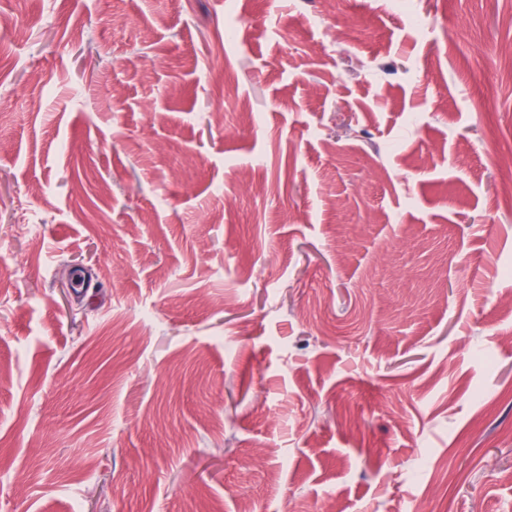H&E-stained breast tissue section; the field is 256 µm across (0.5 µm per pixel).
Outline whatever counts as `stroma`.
Returning <instances> with one entry per match:
<instances>
[{"mask_svg":"<svg viewBox=\"0 0 512 512\" xmlns=\"http://www.w3.org/2000/svg\"><path fill=\"white\" fill-rule=\"evenodd\" d=\"M510 52L512 0H0V512H512Z\"/></svg>","mask_w":512,"mask_h":512,"instance_id":"35a3bbf8","label":"stroma"}]
</instances>
